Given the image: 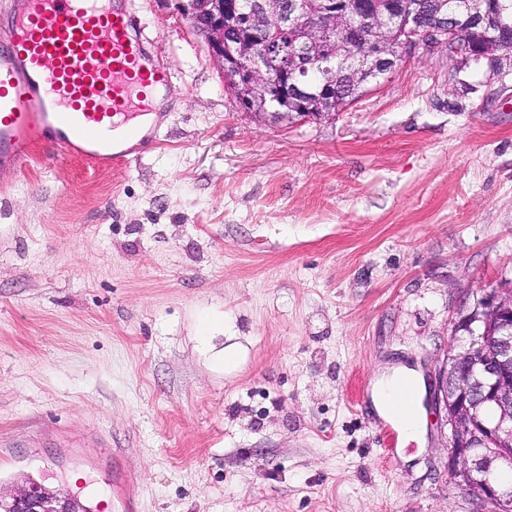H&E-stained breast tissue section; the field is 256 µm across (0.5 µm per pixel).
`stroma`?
<instances>
[{
    "label": "stroma",
    "mask_w": 512,
    "mask_h": 512,
    "mask_svg": "<svg viewBox=\"0 0 512 512\" xmlns=\"http://www.w3.org/2000/svg\"><path fill=\"white\" fill-rule=\"evenodd\" d=\"M173 73L112 170L0 172V488L99 512H473L447 437L388 457L361 395L433 382L461 300L512 280V76L420 53L336 116L240 110L176 0H135ZM238 347L213 369L192 339Z\"/></svg>",
    "instance_id": "stroma-1"
}]
</instances>
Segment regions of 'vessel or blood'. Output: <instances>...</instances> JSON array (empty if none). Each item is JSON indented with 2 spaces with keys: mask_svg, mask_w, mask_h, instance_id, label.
I'll return each instance as SVG.
<instances>
[{
  "mask_svg": "<svg viewBox=\"0 0 512 512\" xmlns=\"http://www.w3.org/2000/svg\"><path fill=\"white\" fill-rule=\"evenodd\" d=\"M170 82L131 0H13L0 17V171L38 149L102 170L137 158L154 135L132 130L118 145L108 132Z\"/></svg>",
  "mask_w": 512,
  "mask_h": 512,
  "instance_id": "obj_1",
  "label": "vessel or blood"
}]
</instances>
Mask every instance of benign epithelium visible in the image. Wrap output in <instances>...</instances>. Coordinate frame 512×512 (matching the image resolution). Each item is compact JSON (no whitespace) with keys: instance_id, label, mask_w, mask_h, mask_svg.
I'll return each instance as SVG.
<instances>
[{"instance_id":"benign-epithelium-1","label":"benign epithelium","mask_w":512,"mask_h":512,"mask_svg":"<svg viewBox=\"0 0 512 512\" xmlns=\"http://www.w3.org/2000/svg\"><path fill=\"white\" fill-rule=\"evenodd\" d=\"M179 10L205 39L233 86L243 84L282 104L283 112L261 113L274 124L330 116L313 111L328 99L331 88L308 84L305 77L311 70L333 74L347 68L360 74L367 87L389 77L420 50L440 48L458 69L485 65L494 75L502 74L503 59L512 58V48H502L471 0L438 9L428 24L420 20V0H319V18L346 10L356 20L346 32L351 39L358 38L362 25L377 29V40L360 53L331 52L341 46L343 36L334 26L303 22L310 16L308 0H288V7L266 27L258 25L262 0H179ZM292 31L297 38L285 66L278 55L280 35ZM474 326L493 328L492 342L470 336L465 345L448 351L437 372L435 405L449 430L448 472L478 512H512V491L493 479L496 472L512 467V287L461 306L454 332ZM76 500L37 483L8 493L0 490L5 512H76Z\"/></svg>"}]
</instances>
